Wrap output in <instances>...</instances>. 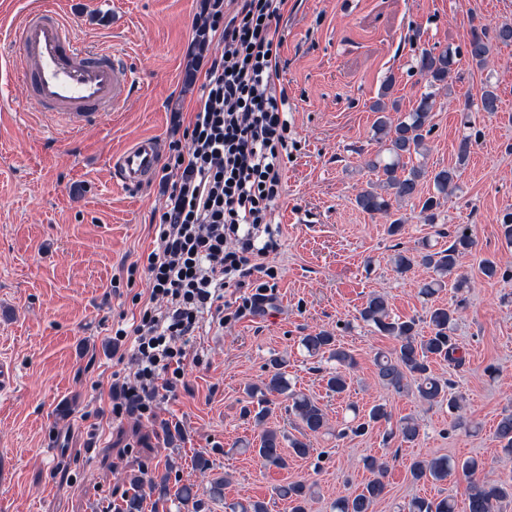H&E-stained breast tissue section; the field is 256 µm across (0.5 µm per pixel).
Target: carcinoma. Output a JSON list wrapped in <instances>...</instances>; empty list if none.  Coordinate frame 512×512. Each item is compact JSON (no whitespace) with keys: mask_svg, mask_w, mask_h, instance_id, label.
I'll return each mask as SVG.
<instances>
[{"mask_svg":"<svg viewBox=\"0 0 512 512\" xmlns=\"http://www.w3.org/2000/svg\"><path fill=\"white\" fill-rule=\"evenodd\" d=\"M511 43V23L492 24L486 21L470 25V37L464 53L482 69L490 62L493 46ZM461 53L450 48L439 52L425 47L420 49L414 58V68L425 80L426 91L416 100L415 106L399 118L391 116V112L398 111L395 101L389 99L396 83L392 75L387 77L380 97L372 105L376 113L375 129L379 149L375 157L368 160L367 166L377 173V182L359 192L355 202L368 214H381L389 218L388 232L392 235L399 233L404 224L403 218L396 216L393 211L394 205L400 202L418 207L424 223H436L441 199L448 196V190L455 186L473 150L472 135L468 134L459 142L457 161L452 167L430 172L421 162L413 161V157L424 155L427 136L433 129L436 96L448 87V80L455 72L457 57ZM476 107L482 112L498 111L499 99L493 88H483ZM425 182L432 185V189L424 194L421 184ZM466 231L468 228L460 225L448 229L446 248L432 250L425 244L423 250L415 254L398 252L393 258L395 271L405 275L416 265L428 269L431 272L430 279L419 285V295L423 298L433 296L447 285L450 278L453 279V288L460 290L468 287L467 280L456 275L460 258L474 246L472 237ZM456 313L455 308L437 306L430 308L423 320L414 317L403 320L390 315L384 296L370 295L359 312L360 319L396 341L391 353H380L374 360L379 382L402 393L408 389L409 381L412 380L417 383V392L423 402L432 405L446 401L449 409H457L458 399L449 396V390L453 388L452 381L433 376L430 368L431 363L436 361H445L455 366L462 364L452 336ZM423 322L429 328L426 334L421 331ZM300 345L308 357L334 364L327 373V387L337 395L345 393L348 389L346 370L355 365L353 355L338 346L335 336L327 330L300 337ZM287 363L288 360L283 356L270 358L267 377L262 385L250 386L246 391L249 399L256 401L257 408L252 410L247 406L244 413L253 416L257 424L263 426L258 447L253 452L268 468L288 467L287 457L283 453L286 446L291 449V454L299 458H305L311 453L307 442L289 436L283 429L267 425L271 398H285L288 411L311 434L321 433L328 426L326 412L319 402L288 381L285 371ZM390 418L387 405L377 403L359 419L351 432L362 435ZM397 432L402 442L411 444L418 439L420 427L414 418L408 416L400 420ZM494 437L504 450L512 452V412L500 417L494 429ZM363 464L375 477L360 492L336 498L330 505L331 512H373L375 504L384 497L387 488L384 482L386 466L372 457L365 459ZM480 471L482 465L475 459L459 462L448 456H439L429 461L416 460L410 467V474L416 481L444 482L451 477L463 478L465 512H503L502 502L507 499L512 501V484L487 481L479 477ZM132 482L140 489L148 488L149 493L158 495L160 499L165 498L169 492L164 475L147 480L134 476ZM275 493L278 498L288 502L289 512H307L308 500L313 497L314 490L309 484L295 481L278 486ZM175 497L181 504L191 506L192 512H204V499H224V479H212L203 491L191 483L183 484L177 488ZM224 508L227 512H269L267 503L260 499L226 502ZM407 512H457V503L448 495L429 498L418 496L407 504Z\"/></svg>","mask_w":512,"mask_h":512,"instance_id":"1","label":"carcinoma"}]
</instances>
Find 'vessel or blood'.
<instances>
[{
	"instance_id": "1",
	"label": "vessel or blood",
	"mask_w": 512,
	"mask_h": 512,
	"mask_svg": "<svg viewBox=\"0 0 512 512\" xmlns=\"http://www.w3.org/2000/svg\"><path fill=\"white\" fill-rule=\"evenodd\" d=\"M15 52L12 73L27 87L36 111L54 129L76 133L119 111L130 94L125 63L115 51L79 44L59 0H34L10 30ZM160 164L158 142L141 137L112 159L117 178L128 188L151 181Z\"/></svg>"
}]
</instances>
